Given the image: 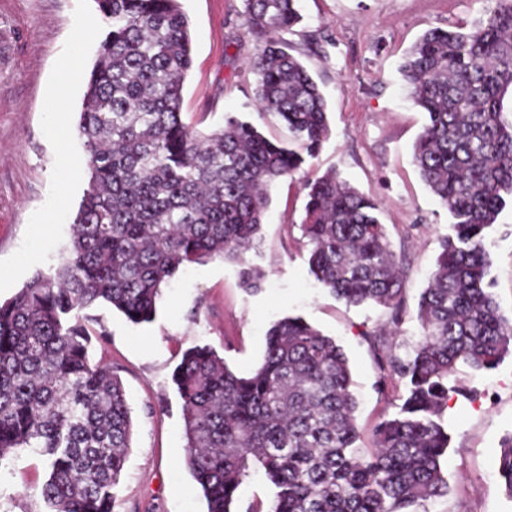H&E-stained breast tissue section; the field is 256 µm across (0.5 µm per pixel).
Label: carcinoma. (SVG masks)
<instances>
[{"label":"carcinoma","mask_w":512,"mask_h":512,"mask_svg":"<svg viewBox=\"0 0 512 512\" xmlns=\"http://www.w3.org/2000/svg\"><path fill=\"white\" fill-rule=\"evenodd\" d=\"M95 2L106 34L77 122L89 181L71 243L0 304V459L19 449L44 457L50 512H112L131 443L124 388L90 359L80 312L102 303L148 322L177 271L240 259L255 245L271 185L299 171L328 132L317 82L276 39L301 22L298 0H244L260 110L288 126L292 147L234 116L209 133L182 120L192 39L179 0ZM493 2L467 30L425 31L401 65L410 100L427 114L413 159L451 222L418 302L412 353L394 357L385 337L369 335L382 369L405 385L398 413L363 454L348 360L300 317L271 325L263 362L247 376L209 347L186 350L172 382L206 512H233L257 470L274 490L270 512H412L448 495V380L460 362L492 371L512 356V321L493 298L484 242L512 197V120L503 115L512 0ZM305 188L311 273L346 304L383 306L399 325L400 262L378 202L334 172ZM498 474L512 496V435Z\"/></svg>","instance_id":"obj_1"}]
</instances>
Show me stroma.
I'll return each instance as SVG.
<instances>
[{
    "label": "stroma",
    "instance_id": "35a3bbf8",
    "mask_svg": "<svg viewBox=\"0 0 512 512\" xmlns=\"http://www.w3.org/2000/svg\"><path fill=\"white\" fill-rule=\"evenodd\" d=\"M190 20L193 66L183 87L185 122L201 132L242 115L269 139L288 142L276 116L256 107L249 61L256 41L244 0H180ZM302 23L282 33L289 51L317 82L327 102L329 133L318 154L270 190L260 236L240 261L220 258L179 270L164 286L151 322L133 324L106 305L90 308V355L117 375L132 411L133 434L114 490L113 512H206L184 464L182 401L172 373L183 352L209 346L240 375L263 360L270 325L304 318L340 345L359 399V446L370 450L373 431L394 414L403 383L384 378L369 341L388 333L393 355L411 352L416 314L449 233V216L422 180L413 145L426 114L409 101L399 72L407 49L431 28L470 27L491 0H299ZM95 0H0V302L47 271L70 244L72 224L87 188L86 156L77 133L87 81L104 25L76 39L83 18L97 16ZM80 56L68 74L64 63ZM70 77L66 126L48 125L53 87ZM82 170L63 185L58 140ZM336 172L379 204L392 248L402 262L405 317L336 300L309 271L300 225L306 181ZM488 278L501 315L512 320V203L487 231ZM262 275L261 288L242 282V268ZM448 452L442 466L446 497L416 512H512L496 473L501 438L512 433V356L489 373L458 365L449 379ZM48 477L43 460L20 450L0 459V512H49L40 495Z\"/></svg>",
    "mask_w": 512,
    "mask_h": 512
}]
</instances>
